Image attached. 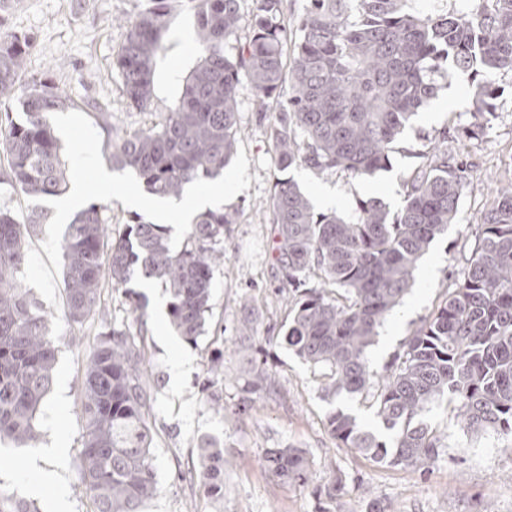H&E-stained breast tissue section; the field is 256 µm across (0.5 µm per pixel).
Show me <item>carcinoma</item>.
Returning <instances> with one entry per match:
<instances>
[{"label": "carcinoma", "mask_w": 512, "mask_h": 512, "mask_svg": "<svg viewBox=\"0 0 512 512\" xmlns=\"http://www.w3.org/2000/svg\"><path fill=\"white\" fill-rule=\"evenodd\" d=\"M240 2L151 0L125 22L113 65L129 106L146 110L170 12L180 5L194 17L196 59L177 78L173 105L153 126L107 143L112 167L132 171L151 196L178 198L196 179L224 174L239 137L244 78L261 108L276 104L271 139L279 171L304 166L366 178L389 167L406 125L442 82L471 84L467 132L477 135L498 110V81L512 77V0H457L433 12L408 0H307L293 32L282 19L283 0H254L248 43L231 56L224 46L236 39ZM31 46V36L0 30V106L17 102L22 110L20 118L0 111V150L8 160L0 183L41 201L66 189L49 116L72 102L49 76L21 80ZM468 179L445 147L407 183L396 212L371 197L351 215H318L294 180L274 185V260L292 292L283 341L322 370L326 394L353 396L373 384L367 350L410 288L419 259L455 223ZM106 209L92 203L78 211L61 241L68 321L80 324L95 314L103 276L118 289L136 275L169 290L171 326L196 343L210 311L213 269L224 261V226L236 222L237 212L198 214L177 249L165 225L134 220L114 228ZM47 221L40 205L22 221L0 211V443L37 442V412L53 386L48 315L19 280L27 239ZM316 271L336 295L307 287ZM259 390L275 391V379L255 367L243 392ZM443 400L471 434H512V184L483 215L463 278L382 379L372 407L388 438L341 408L328 425L345 447L374 462L419 467L443 447L425 419ZM80 403L78 489L94 512H143L158 491L147 421L152 394L130 327L100 333L83 369ZM197 457L206 496L223 502L224 446L203 437ZM265 463L284 483L307 478L309 459L299 448H269ZM0 512L39 510L0 489Z\"/></svg>", "instance_id": "cac0c4a2"}]
</instances>
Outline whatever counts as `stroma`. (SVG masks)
<instances>
[{
    "mask_svg": "<svg viewBox=\"0 0 512 512\" xmlns=\"http://www.w3.org/2000/svg\"><path fill=\"white\" fill-rule=\"evenodd\" d=\"M145 5L146 0H9L8 8L0 10V28L34 38L23 79L54 72L75 105L96 102L106 112L113 133L130 134L151 126L169 110L177 95L176 77L185 75L195 60L193 17L186 9L175 8L169 18L167 49L157 66L154 104L147 111L128 106L113 60L125 37V20ZM501 86L497 116L484 134L465 136L470 86L455 81L405 130L389 169L365 179L340 171L318 175L303 167L290 172L308 197L320 190L336 194L339 210L346 214L352 213L357 199L371 196L380 197L390 210H399L406 180L426 164L425 145L443 137L471 173L457 223L419 260L409 291L368 350L377 375L390 372L406 339L432 319L461 279L478 243L481 216L493 205L498 189L512 183V79L503 78ZM238 123L250 186L230 202L238 217L224 230V260L214 269L204 335L194 344L174 335L170 324H159L146 281L136 278L130 283L148 316L147 330L136 342L154 385L149 422L159 491L144 512H368L373 505L381 512H512V435L464 432L447 403L433 406L426 415L444 447L420 469L373 462L334 439L327 416L339 406L352 408L361 424L381 431L371 408L378 389L370 387L353 398L325 395L313 368L283 343L289 308L288 290L273 260L269 198L280 173L270 140L272 114L260 111L246 84L240 88ZM248 315L253 329L243 340L238 328ZM127 319L123 292L107 281L102 285L99 313L81 326L64 323L55 341L54 373L65 376L66 386L64 391H51L37 413V448L62 438L66 458L39 457L36 448L0 446V488L37 503L40 512H50L58 489L49 483L35 493L26 488L16 467L31 457L39 468L64 469L69 512L94 510L76 481L84 425L80 379L100 333ZM174 349L186 360L177 388L170 382L168 365ZM217 351L224 354V380L207 390L203 387L207 364ZM254 360L275 373L279 390L252 395L246 402L241 388ZM61 399L66 402L65 413L54 425L48 413ZM204 435L218 438L231 462L220 505L206 497L199 481L178 478L179 473L197 468L195 445ZM288 447L307 453L311 462L307 482L287 484L269 475L266 449ZM334 481L340 482L341 490L331 501L322 490Z\"/></svg>",
    "mask_w": 512,
    "mask_h": 512,
    "instance_id": "obj_1",
    "label": "stroma"
}]
</instances>
